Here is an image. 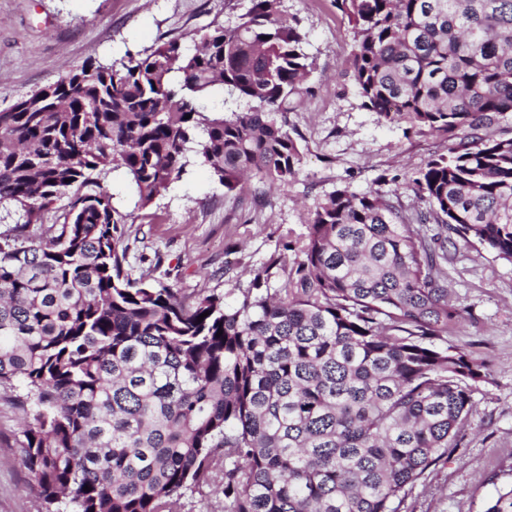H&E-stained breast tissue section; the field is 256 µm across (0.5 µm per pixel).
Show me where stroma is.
<instances>
[{
	"mask_svg": "<svg viewBox=\"0 0 512 512\" xmlns=\"http://www.w3.org/2000/svg\"><path fill=\"white\" fill-rule=\"evenodd\" d=\"M249 0H0V109L51 84L89 59L107 63L173 38L191 44L216 25L234 23ZM296 16L313 61L315 88L289 122L304 139L297 178L265 188L250 182L225 194L208 166L191 157L166 195L135 209L121 184L114 194L129 246L126 266L183 295L246 287L248 271L283 236L306 233L318 202L342 187L379 192L405 213L428 209L413 178L450 143L389 125L365 109L344 71L352 35L334 0H281ZM448 296L463 310L449 345L485 367L473 411L447 462L426 472L404 512H483L497 488L512 482V261L477 244L448 253ZM22 418L0 389V512H40L18 461Z\"/></svg>",
	"mask_w": 512,
	"mask_h": 512,
	"instance_id": "stroma-1",
	"label": "stroma"
}]
</instances>
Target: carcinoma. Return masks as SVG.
Returning a JSON list of instances; mask_svg holds the SVG:
<instances>
[{
	"label": "carcinoma",
	"mask_w": 512,
	"mask_h": 512,
	"mask_svg": "<svg viewBox=\"0 0 512 512\" xmlns=\"http://www.w3.org/2000/svg\"><path fill=\"white\" fill-rule=\"evenodd\" d=\"M250 2L192 49L86 62L0 109V206L25 218L0 232V387L42 512H175L219 476L224 512H400L473 411L486 375L448 345L461 311L424 227L512 260V138L490 134L512 116V0H335L362 106L456 140L413 179L429 209L337 189L224 294L126 270L100 178L142 209L191 153L227 194L301 170L305 35L281 0ZM63 197L62 223L29 231ZM484 512H512V483Z\"/></svg>",
	"instance_id": "cac0c4a2"
}]
</instances>
